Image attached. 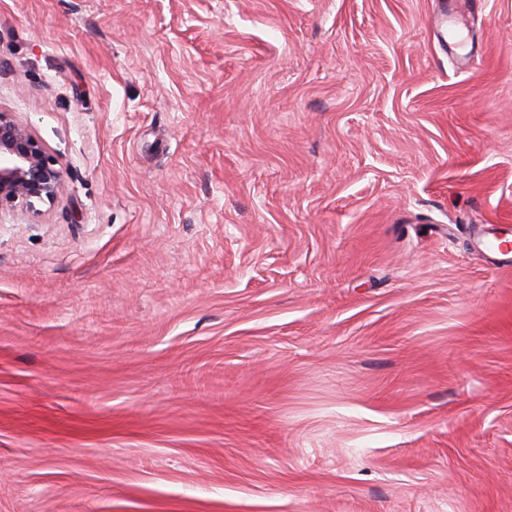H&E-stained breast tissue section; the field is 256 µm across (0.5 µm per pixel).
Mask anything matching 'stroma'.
<instances>
[{
	"label": "stroma",
	"instance_id": "35a3bbf8",
	"mask_svg": "<svg viewBox=\"0 0 512 512\" xmlns=\"http://www.w3.org/2000/svg\"><path fill=\"white\" fill-rule=\"evenodd\" d=\"M0 0V512H512V0ZM56 159L11 112H0V214L25 215L37 203H52L60 194L63 174Z\"/></svg>",
	"mask_w": 512,
	"mask_h": 512
}]
</instances>
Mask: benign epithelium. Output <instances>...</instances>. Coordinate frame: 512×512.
I'll use <instances>...</instances> for the list:
<instances>
[{"label": "benign epithelium", "instance_id": "1", "mask_svg": "<svg viewBox=\"0 0 512 512\" xmlns=\"http://www.w3.org/2000/svg\"><path fill=\"white\" fill-rule=\"evenodd\" d=\"M63 174L56 159L11 112H0V212L25 215L60 194Z\"/></svg>", "mask_w": 512, "mask_h": 512}]
</instances>
